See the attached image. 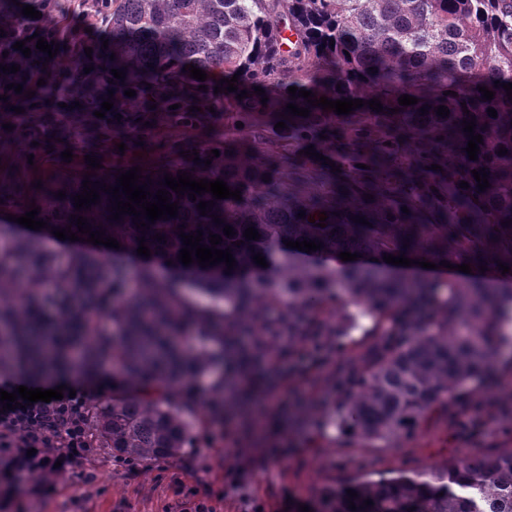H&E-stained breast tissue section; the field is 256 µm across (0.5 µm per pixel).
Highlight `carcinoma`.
Listing matches in <instances>:
<instances>
[{
    "mask_svg": "<svg viewBox=\"0 0 512 512\" xmlns=\"http://www.w3.org/2000/svg\"><path fill=\"white\" fill-rule=\"evenodd\" d=\"M106 10L105 55H114L112 68L125 72L124 80L113 79L112 114L122 119L112 126L132 140L149 134L150 98L164 100L160 111L176 123L198 119L184 94L185 65L238 75V90L224 92L215 109L231 127L243 123L238 132L251 140L250 152L221 147L216 157L210 146L205 167L178 161L171 148L142 175L152 180L153 193L167 173L220 178L241 190V200L205 193L193 202L171 191L177 217L141 231L128 214L110 219L112 196L104 192L91 208L75 210L83 178L55 182L35 201L37 218L48 227L20 234L13 224L0 225V343L8 349L0 368L67 370L69 353L54 344L58 336L79 347L87 371L112 359L124 381L112 388L111 399L91 405L93 447L143 464L190 447L184 391L224 362L230 336H255L261 351L267 337L350 339L358 330L364 339L384 337L338 405V425L366 442L410 436L447 393L470 392L491 348L512 336L503 331L504 322L512 325V288L498 287L500 279L489 274L500 262L512 268V225H503L512 219V100L494 86L512 83V0H107ZM21 22L10 0H0V27ZM288 31L293 41L285 52L280 42ZM257 86L279 94L264 106ZM290 86L316 99L376 98L383 111L365 105L338 115L290 98ZM480 86L494 98L484 100ZM128 89L136 95L125 96ZM242 91L248 97L239 100ZM404 94L418 103L399 105ZM289 102L310 114L282 117L279 109ZM174 104L179 108L168 110ZM439 105L449 116L437 115ZM276 115L286 128L274 129ZM471 119L474 134L483 137L476 161L464 151L463 121ZM322 134L336 142L340 168L328 177V190H286V150L315 144ZM502 147L508 154H498ZM433 164L442 169H429ZM483 167L490 187L481 191L471 170ZM462 181L469 188L459 187ZM62 190L64 199L55 196ZM210 200L212 215L235 235L224 236L212 215H200L198 202ZM72 214L86 217L94 231L106 229L121 247L66 256L49 249L51 229L69 225L78 232ZM181 225L187 235L202 230L207 247L209 233L221 235L217 248L231 249L234 269L225 273L223 262L183 265ZM250 226L259 240L243 237ZM158 233L166 241L153 239ZM142 236L148 258L137 255ZM303 239L323 247L308 254L284 244ZM344 251L361 258L342 262ZM257 253L268 267L255 264ZM387 254L487 272L433 286L392 275ZM130 256L137 259L134 268ZM133 270L137 288L131 291ZM35 471L49 477L32 456L0 462V494L19 474ZM349 490L357 497L349 498ZM367 499L373 505L365 506ZM351 504L357 512H512V447L454 454L428 471L355 477L308 508L352 512Z\"/></svg>",
    "mask_w": 512,
    "mask_h": 512,
    "instance_id": "1",
    "label": "carcinoma"
}]
</instances>
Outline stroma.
Segmentation results:
<instances>
[{"label":"stroma","mask_w":512,"mask_h":512,"mask_svg":"<svg viewBox=\"0 0 512 512\" xmlns=\"http://www.w3.org/2000/svg\"><path fill=\"white\" fill-rule=\"evenodd\" d=\"M76 6L77 0H56L49 18L61 31L62 47L52 65L63 76L70 72L73 46L82 37ZM217 99L214 93L197 98L203 113L192 124L159 119L144 146L131 144L122 153L116 145L124 137L117 131L75 143L57 124L43 127L32 144L0 127V220L37 198L35 180L48 184L83 176L88 155L100 157L103 173L109 174L150 165L174 141L190 148L239 142V135L225 126L223 113L207 111V103ZM68 149L74 157L67 163L61 154ZM328 348L331 364L321 396L312 402L289 395L287 405L269 416L262 434L251 427L252 398L228 389L223 414L205 400L196 401L193 415L199 426L192 447L179 456L137 466L114 460L105 450L74 457L54 482L21 475L11 494L0 497V512H14L17 495L25 499L27 512H180L189 492L203 495L219 489L224 498L217 501V512H254L258 504L264 512H285L357 474L420 470L441 465L457 452L512 446V363L489 365L474 395L449 402L425 429L388 445L352 438L334 422L335 379L350 371L352 356L366 352L367 344L355 346L345 339Z\"/></svg>","instance_id":"obj_1"}]
</instances>
